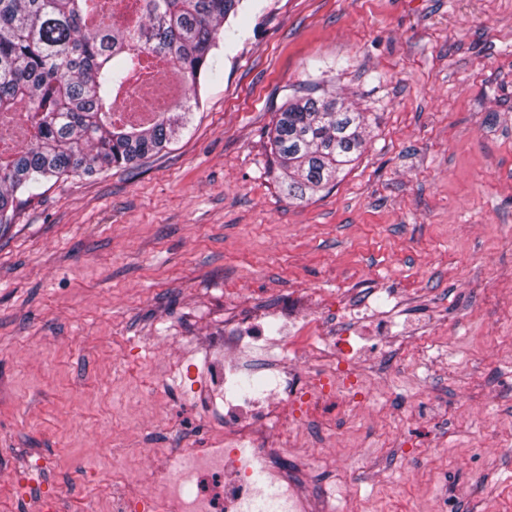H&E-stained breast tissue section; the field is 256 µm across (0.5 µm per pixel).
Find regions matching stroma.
Listing matches in <instances>:
<instances>
[{
  "instance_id": "35a3bbf8",
  "label": "stroma",
  "mask_w": 512,
  "mask_h": 512,
  "mask_svg": "<svg viewBox=\"0 0 512 512\" xmlns=\"http://www.w3.org/2000/svg\"><path fill=\"white\" fill-rule=\"evenodd\" d=\"M219 38L165 151L45 182L0 236V512H112L155 443L216 433L225 321L321 315L318 353L353 309L389 345L347 421L289 418L308 485L337 512H512V0H246ZM308 88L371 127L299 201L268 134Z\"/></svg>"
}]
</instances>
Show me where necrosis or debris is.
Here are the masks:
<instances>
[{"label":"necrosis or debris","instance_id":"4bbe7bcc","mask_svg":"<svg viewBox=\"0 0 512 512\" xmlns=\"http://www.w3.org/2000/svg\"><path fill=\"white\" fill-rule=\"evenodd\" d=\"M304 324L267 326L247 333L228 326L220 342L224 357L210 373L209 405L220 416L224 437L209 448H182L159 457L147 512H336L335 494L306 495L295 481L309 472L311 456L287 462L288 414L307 407L318 415L335 405L344 419L354 403L351 377L362 355L350 327L329 344L326 370L304 374L289 368L287 355L302 356ZM278 348L284 357L261 373V356Z\"/></svg>","mask_w":512,"mask_h":512}]
</instances>
